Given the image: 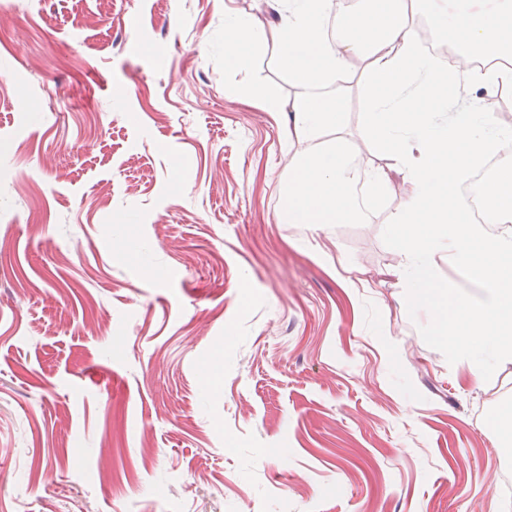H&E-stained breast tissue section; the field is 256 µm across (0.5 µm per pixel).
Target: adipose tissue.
Instances as JSON below:
<instances>
[{
    "label": "adipose tissue",
    "instance_id": "ef3b65f1",
    "mask_svg": "<svg viewBox=\"0 0 512 512\" xmlns=\"http://www.w3.org/2000/svg\"><path fill=\"white\" fill-rule=\"evenodd\" d=\"M267 3L277 15L269 33L255 17L225 15L224 67L246 71L270 36L280 68L299 88L285 103L270 88L240 87L262 111H289V133L307 143L288 155L282 220L314 229L363 224L367 208L358 182L375 194L399 190L391 271L427 311L450 354L469 359L476 378L490 377L512 362V232L485 230L512 222V157L502 159L504 176L488 190L483 224L470 222L468 203L452 190L512 131L484 107L449 112L447 88L460 81L486 90L512 87V0H448L444 7L437 0H374L342 13L334 12L333 0ZM420 14L432 35L450 40L457 57L482 54L495 65L462 73L427 56L413 30ZM354 56L370 58L375 74L362 130L389 157L385 169L363 170L350 153L337 81ZM441 253L472 275L481 297L449 293L436 273Z\"/></svg>",
    "mask_w": 512,
    "mask_h": 512
}]
</instances>
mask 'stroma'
Listing matches in <instances>:
<instances>
[{
	"label": "stroma",
	"mask_w": 512,
	"mask_h": 512,
	"mask_svg": "<svg viewBox=\"0 0 512 512\" xmlns=\"http://www.w3.org/2000/svg\"><path fill=\"white\" fill-rule=\"evenodd\" d=\"M262 0H0V512H503L512 362L479 381L364 224L278 221ZM365 166L372 69L341 76ZM266 40L262 22L253 16L224 13V69L246 71Z\"/></svg>",
	"instance_id": "35a3bbf8"
}]
</instances>
